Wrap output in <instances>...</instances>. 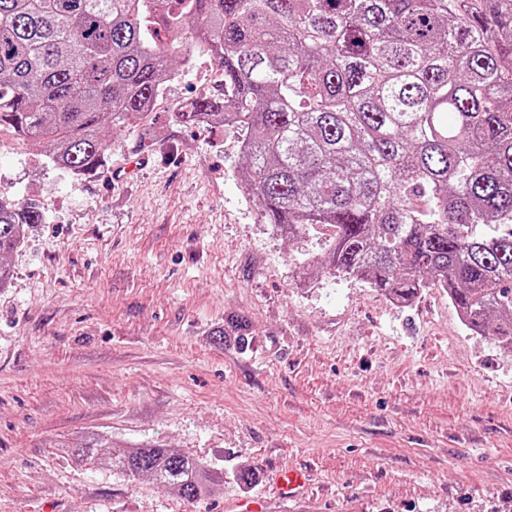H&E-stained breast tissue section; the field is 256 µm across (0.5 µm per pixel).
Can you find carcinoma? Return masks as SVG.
<instances>
[{
    "label": "carcinoma",
    "mask_w": 512,
    "mask_h": 512,
    "mask_svg": "<svg viewBox=\"0 0 512 512\" xmlns=\"http://www.w3.org/2000/svg\"><path fill=\"white\" fill-rule=\"evenodd\" d=\"M185 40L224 92L177 117L237 131V175L274 232L327 227L329 274L398 304L438 285L512 349V0H0V132L92 175L102 121L150 118ZM43 221L0 196V287ZM215 336L253 344L242 317ZM103 464L188 500L224 483L173 448Z\"/></svg>",
    "instance_id": "cac0c4a2"
}]
</instances>
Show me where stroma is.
<instances>
[{"mask_svg": "<svg viewBox=\"0 0 512 512\" xmlns=\"http://www.w3.org/2000/svg\"><path fill=\"white\" fill-rule=\"evenodd\" d=\"M181 67L149 136L103 126V170L73 178L0 134V194L45 221L6 255L0 291V512H512V351L468 330L438 287L407 306L315 270L328 237L273 232L235 170L236 133L176 114ZM146 164H138V156ZM248 319L249 353L213 343ZM160 445L224 466L189 501L74 461ZM313 497L283 499L278 467ZM252 469V485L232 474Z\"/></svg>", "mask_w": 512, "mask_h": 512, "instance_id": "1", "label": "stroma"}]
</instances>
